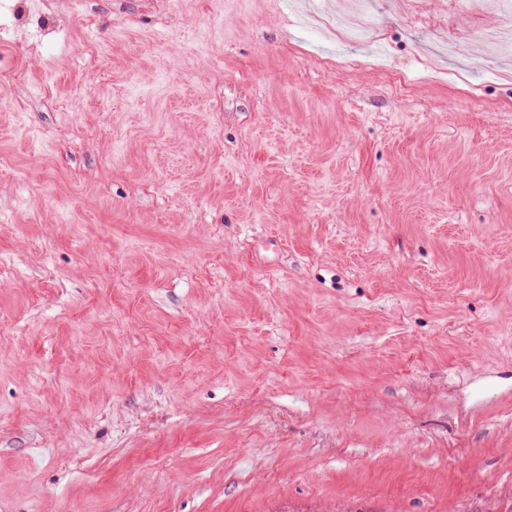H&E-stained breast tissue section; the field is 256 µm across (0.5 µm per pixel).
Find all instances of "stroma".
I'll list each match as a JSON object with an SVG mask.
<instances>
[{"instance_id":"stroma-1","label":"stroma","mask_w":512,"mask_h":512,"mask_svg":"<svg viewBox=\"0 0 512 512\" xmlns=\"http://www.w3.org/2000/svg\"><path fill=\"white\" fill-rule=\"evenodd\" d=\"M354 2L0 0V512H512L499 13Z\"/></svg>"}]
</instances>
